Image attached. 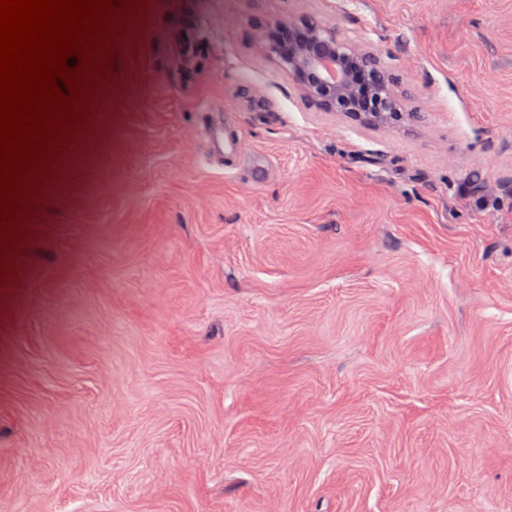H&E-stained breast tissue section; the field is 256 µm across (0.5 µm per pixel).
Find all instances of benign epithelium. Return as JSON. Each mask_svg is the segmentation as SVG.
Returning a JSON list of instances; mask_svg holds the SVG:
<instances>
[{
  "mask_svg": "<svg viewBox=\"0 0 512 512\" xmlns=\"http://www.w3.org/2000/svg\"><path fill=\"white\" fill-rule=\"evenodd\" d=\"M260 49L288 73L300 94L360 125L413 118L392 89L394 76L378 55L360 50L336 27L313 18L256 23Z\"/></svg>",
  "mask_w": 512,
  "mask_h": 512,
  "instance_id": "7a95c632",
  "label": "benign epithelium"
}]
</instances>
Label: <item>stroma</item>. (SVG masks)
Returning <instances> with one entry per match:
<instances>
[{"label": "stroma", "instance_id": "35a3bbf8", "mask_svg": "<svg viewBox=\"0 0 512 512\" xmlns=\"http://www.w3.org/2000/svg\"><path fill=\"white\" fill-rule=\"evenodd\" d=\"M147 5L0 296V512H512V0ZM304 16L422 121L307 103Z\"/></svg>", "mask_w": 512, "mask_h": 512}]
</instances>
